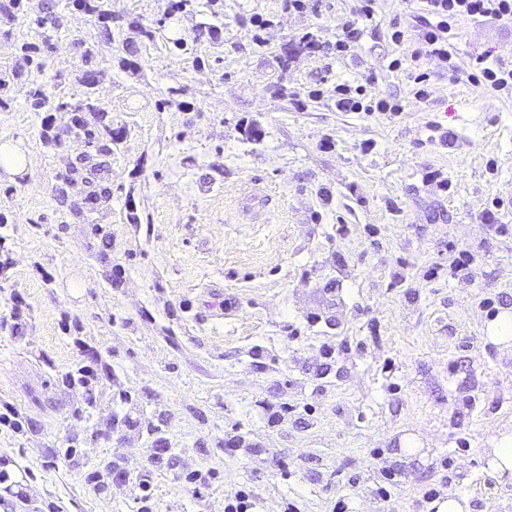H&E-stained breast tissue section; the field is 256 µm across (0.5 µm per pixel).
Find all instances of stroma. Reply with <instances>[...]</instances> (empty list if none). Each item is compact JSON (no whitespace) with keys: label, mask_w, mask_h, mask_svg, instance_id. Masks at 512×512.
<instances>
[{"label":"stroma","mask_w":512,"mask_h":512,"mask_svg":"<svg viewBox=\"0 0 512 512\" xmlns=\"http://www.w3.org/2000/svg\"><path fill=\"white\" fill-rule=\"evenodd\" d=\"M169 5L105 0L102 23L71 0H26L0 32V72L22 69L0 90V141H22L29 162L0 180V316L25 317L0 333V410L23 423L0 426V512H139L145 499L153 512H224L240 490L248 512H336L341 500L435 512L430 487L470 512H512V479L489 464L493 438L512 431V352L486 333L512 309V95L465 70L478 53L512 62V22H461L456 70L424 62L420 101L409 68L390 67L419 37L418 0H375L343 56L295 38L334 43L356 0L296 14L281 0ZM48 15L61 26L45 52ZM256 15L271 22L260 34ZM80 41L103 119L123 131L103 155L49 93L58 75L67 98L83 97ZM340 82L402 110L337 111ZM315 88L323 97L309 99ZM89 155L111 197L78 218L81 188L61 175ZM490 211L505 232L485 224ZM452 243L475 254L470 273L451 271ZM89 347L111 370L90 410L61 382ZM155 412L159 437L110 427ZM115 457L126 479L88 485ZM195 469L193 487L182 475ZM389 473L401 481L383 502L370 488Z\"/></svg>","instance_id":"stroma-1"}]
</instances>
